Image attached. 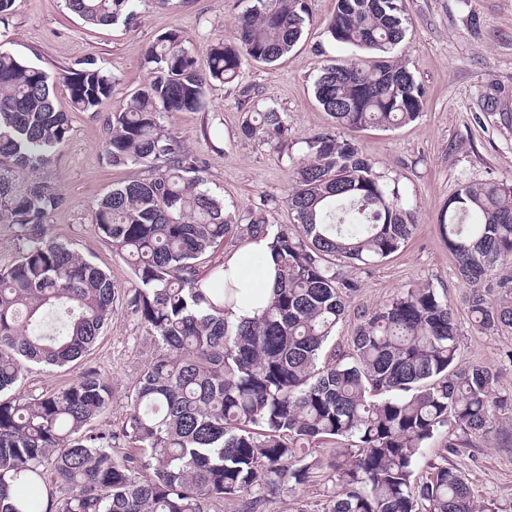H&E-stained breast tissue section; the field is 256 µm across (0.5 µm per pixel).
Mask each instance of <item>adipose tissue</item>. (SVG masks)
<instances>
[{"label": "adipose tissue", "instance_id": "obj_1", "mask_svg": "<svg viewBox=\"0 0 512 512\" xmlns=\"http://www.w3.org/2000/svg\"><path fill=\"white\" fill-rule=\"evenodd\" d=\"M276 260L267 237L248 240L224 257V279L239 288L236 302L226 305V321L239 324L252 320L268 301L276 278Z\"/></svg>", "mask_w": 512, "mask_h": 512}]
</instances>
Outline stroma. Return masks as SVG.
<instances>
[{"mask_svg":"<svg viewBox=\"0 0 512 512\" xmlns=\"http://www.w3.org/2000/svg\"><path fill=\"white\" fill-rule=\"evenodd\" d=\"M250 0H141L135 24L90 26L68 11L64 0H15L7 24H0V48L53 71L94 60L117 79L112 102L101 112L71 115L68 139L50 168L34 173L65 198L49 223V233L78 250L109 273L123 290L135 288L130 259L98 234L91 220L93 204L114 182L145 178L144 167L115 168L102 151L103 126L119 112L128 94L144 82V53L159 33L173 29L197 59L210 46L232 38L237 18ZM409 22L393 58L405 62L424 91L421 116L406 125L373 127L353 138L377 172L398 181L403 199L415 215L407 243L390 258L371 266L343 265L357 282L342 321L331 339L338 352L348 351L361 312L373 310L402 291L430 286L454 308L459 332L458 363L483 364L498 376L501 392L512 393V330L498 333L475 328L466 298L469 283L441 239L437 219L449 197L464 181H512V127L500 125L499 113H512V0H407ZM336 0H307L310 21L298 45L277 63L250 64L239 83L213 85L204 110L176 112L165 119L180 132L201 166L207 188L224 203L240 230L214 252V260L243 246L250 217L269 224H292L285 198L293 184L291 158L303 154L307 139L328 127L330 118L317 103L313 82L330 61L360 57L359 49L333 42L324 23ZM273 107L288 122L287 155L259 139H245L240 126L253 107ZM268 208H261V200ZM164 348L117 302L112 322L92 350L72 367L27 365L18 391H54L80 372L95 370L112 382V404L98 428L118 429L130 394L145 365ZM506 428H493L461 449L452 463L467 478L481 502L512 503V413ZM336 447L311 448L313 475L308 484L267 502L264 512H322L335 491L327 467Z\"/></svg>","mask_w":512,"mask_h":512,"instance_id":"1","label":"stroma"}]
</instances>
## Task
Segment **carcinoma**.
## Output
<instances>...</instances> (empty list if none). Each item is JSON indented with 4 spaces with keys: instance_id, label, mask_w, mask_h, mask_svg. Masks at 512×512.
I'll use <instances>...</instances> for the list:
<instances>
[{
    "instance_id": "cac0c4a2",
    "label": "carcinoma",
    "mask_w": 512,
    "mask_h": 512,
    "mask_svg": "<svg viewBox=\"0 0 512 512\" xmlns=\"http://www.w3.org/2000/svg\"><path fill=\"white\" fill-rule=\"evenodd\" d=\"M140 0H66L90 25L130 24ZM230 42L200 63L175 30L148 47L145 83L104 128L114 166L140 165L146 178L112 184L92 208L98 233L132 260L137 286L126 304L166 353L152 359L119 430L95 431L112 383L87 370L41 395L12 389L27 363L63 367L91 350L112 316L119 286L48 232L64 203L30 174L49 166L71 129L56 101L66 84L74 112H98L116 78L95 63L50 73L0 49V223L24 246L0 272V512H211L224 499L262 512L309 482L306 450L347 439L329 462L337 490L322 512H512L475 500L448 461L512 407L488 367H457L458 326L446 297L409 288L360 314L353 353L329 346L348 293L341 264L370 265L395 254L414 229L399 187L355 141L324 130L293 162L286 199L294 227L256 218L249 235L270 237L277 261L273 297L233 325L224 305L240 289L224 264L202 260L230 236L232 219L206 188L197 158L163 119L202 109L208 87L231 83L249 62L270 64L302 37L304 0H252ZM405 0H336L331 39L373 54L324 66L313 85L338 129L415 121L424 92L406 64L388 57L406 34ZM284 114L267 107L240 134L288 152ZM438 232L462 279H495L467 304L485 332L512 329V183L464 182L448 198ZM444 447L427 454L444 428ZM135 453L117 461L112 442ZM422 476L416 477V470Z\"/></svg>"
}]
</instances>
